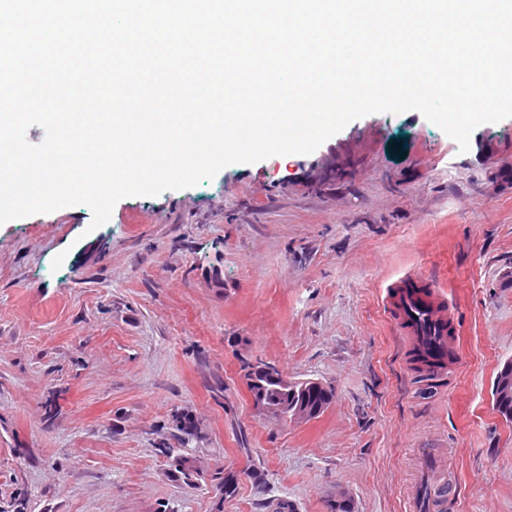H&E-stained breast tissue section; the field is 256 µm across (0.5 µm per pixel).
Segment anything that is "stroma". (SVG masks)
<instances>
[{"label": "stroma", "mask_w": 512, "mask_h": 512, "mask_svg": "<svg viewBox=\"0 0 512 512\" xmlns=\"http://www.w3.org/2000/svg\"><path fill=\"white\" fill-rule=\"evenodd\" d=\"M336 176L308 187L329 151ZM86 205L0 225V499L28 512H512V423L492 384L512 360V117L467 151L422 113H374L308 155L233 163L210 180L130 196L91 228ZM444 293L459 366L431 390L385 312L416 273ZM262 361L334 398L294 425L255 411ZM198 422L207 473L174 478L161 443ZM263 470V481L247 478Z\"/></svg>", "instance_id": "1"}]
</instances>
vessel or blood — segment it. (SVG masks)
<instances>
[{"label": "vessel or blood", "instance_id": "1", "mask_svg": "<svg viewBox=\"0 0 512 512\" xmlns=\"http://www.w3.org/2000/svg\"><path fill=\"white\" fill-rule=\"evenodd\" d=\"M388 315L408 337L410 366L425 383L441 382L458 364L452 317L444 298L413 276L389 295Z\"/></svg>", "mask_w": 512, "mask_h": 512}]
</instances>
